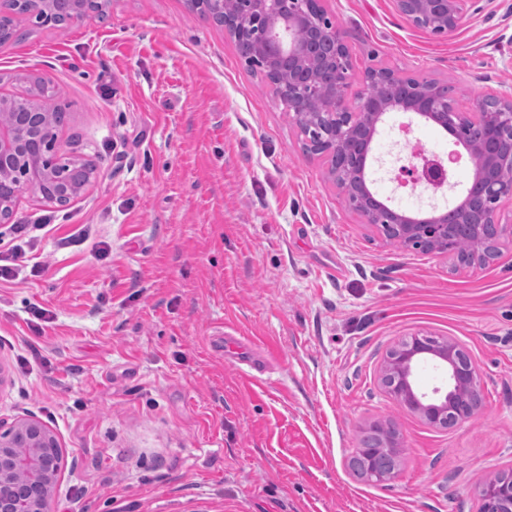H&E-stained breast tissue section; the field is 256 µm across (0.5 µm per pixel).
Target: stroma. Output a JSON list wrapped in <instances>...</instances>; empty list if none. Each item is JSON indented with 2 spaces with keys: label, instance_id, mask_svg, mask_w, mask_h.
<instances>
[{
  "label": "stroma",
  "instance_id": "stroma-1",
  "mask_svg": "<svg viewBox=\"0 0 512 512\" xmlns=\"http://www.w3.org/2000/svg\"><path fill=\"white\" fill-rule=\"evenodd\" d=\"M322 6L345 32L349 95L369 68L449 86L465 112L512 94V0H473L445 37L391 0ZM31 29L0 45V91L48 77L68 105L60 148L98 167L69 223L0 280V419L57 435L52 512H477L479 488L512 469V240L481 267L383 242L263 73L187 0H112L104 19ZM454 147L388 112L373 191L409 215L448 209L469 158L439 192L393 176L411 152ZM76 224L92 239L60 247ZM417 331L460 341L481 372L482 408L457 428L427 426L378 382ZM375 421L402 443L385 483L349 468Z\"/></svg>",
  "mask_w": 512,
  "mask_h": 512
}]
</instances>
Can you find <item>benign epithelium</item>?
Segmentation results:
<instances>
[{"instance_id": "obj_1", "label": "benign epithelium", "mask_w": 512, "mask_h": 512, "mask_svg": "<svg viewBox=\"0 0 512 512\" xmlns=\"http://www.w3.org/2000/svg\"><path fill=\"white\" fill-rule=\"evenodd\" d=\"M470 0H392L395 11L414 27L433 36H447L465 20ZM233 39L251 35L260 23L266 38L256 43L259 68L280 101L292 112L307 152L331 160L329 173L345 203L386 242L453 258L473 267L496 256L495 244L512 238V225L497 219L501 202L512 201V96L488 95L481 111L459 112L442 106L436 83L414 85L386 68L366 71L356 101L347 94L352 68L341 28L326 14L320 0L315 11L300 0H191ZM320 99L322 111H304L308 96ZM391 110L427 115L435 124L455 127L458 140L470 147L478 176L460 207L462 219L448 220L444 211L429 222H415L381 204L363 173L364 155L371 150L378 123ZM52 108L38 100L18 112L0 114V224H8L20 195L31 191L57 203L81 196L96 177V165L62 155L51 128ZM508 171L510 175L503 176ZM453 169L428 156H413L400 166L394 180L401 187L423 184L437 191L450 184ZM473 242L471 255L460 257L462 239ZM430 358L445 373L431 392L413 384L418 363ZM379 382L391 398L403 403L428 425L452 429L472 419L481 405L482 379L467 350L452 337L412 333L401 337L383 358ZM354 452V474L368 482L393 479L398 470V433L390 424L372 423ZM66 455L44 423L37 419L0 421V512H47L66 467ZM479 512H512V470L500 482L483 485Z\"/></svg>"}]
</instances>
